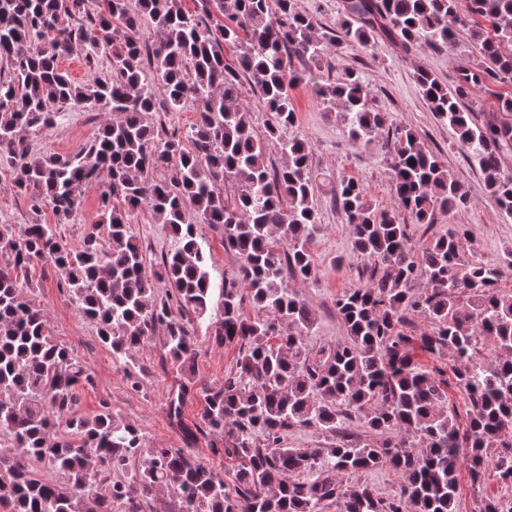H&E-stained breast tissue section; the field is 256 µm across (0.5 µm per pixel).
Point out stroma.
<instances>
[{"mask_svg":"<svg viewBox=\"0 0 512 512\" xmlns=\"http://www.w3.org/2000/svg\"><path fill=\"white\" fill-rule=\"evenodd\" d=\"M467 61V39L463 36L438 49L410 52L379 37L367 50L345 45L340 51H329L320 74L329 78L346 68L359 72L378 106L390 113L394 124L413 129L449 174L471 189L470 204L455 215H438L428 230L412 226L414 243H423L428 233L447 231L449 224H464L477 244L478 258L495 263L501 259L504 248L512 245V218L501 214L486 196L477 164L457 148L454 132L435 118L416 81V72L421 68L434 73L440 81H448ZM293 101L297 112L294 132L310 145L312 167L323 176L314 187L315 207L322 226L312 247L317 277L306 283L293 279L288 282L317 314L316 325L306 338L310 346L316 347L345 339L346 331L334 301L344 290L367 284V276L352 251L349 227L343 223L334 200L338 178L346 175L361 183L377 208H392L395 197L378 146L356 148L338 116L324 109L310 87L297 86ZM109 118L108 112L95 105H68L52 127L30 134L31 153L39 156L75 152L92 139L100 123ZM15 177L11 168L0 165V224L12 225L20 232L36 222L53 223L50 210L37 213L31 210L27 197L14 186ZM130 227L147 262L159 261L170 242L168 228L159 224L152 211L146 208L132 214ZM198 233L202 246L211 255V283L213 287H223L225 276L236 271L239 259L234 252L225 249L218 228L202 224ZM24 294L46 312L55 338L83 359L92 373V385L80 391L83 415H94L100 401L107 400L112 404L113 413L140 429L147 446L181 447V435L168 418V400L180 385L182 376L165 360L159 338H152L136 354L146 374L140 389L134 391L127 384L123 364L100 342L95 323L78 313L50 270H36ZM195 329L201 354L195 364L194 379L200 385L216 384L234 370L237 350L212 342L208 323H196Z\"/></svg>","mask_w":512,"mask_h":512,"instance_id":"1","label":"stroma"}]
</instances>
